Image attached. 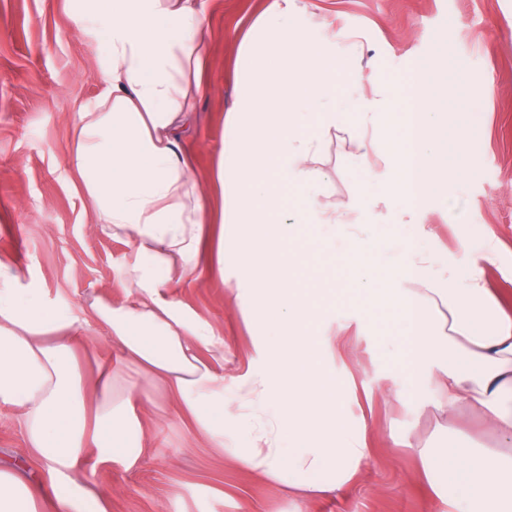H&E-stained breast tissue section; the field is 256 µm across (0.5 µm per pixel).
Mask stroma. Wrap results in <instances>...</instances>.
<instances>
[{"label":"stroma","mask_w":512,"mask_h":512,"mask_svg":"<svg viewBox=\"0 0 512 512\" xmlns=\"http://www.w3.org/2000/svg\"><path fill=\"white\" fill-rule=\"evenodd\" d=\"M270 3H206L208 91L177 139L195 179L214 198L224 114L236 99V71L243 66L239 47ZM291 28L313 43L325 32L335 34L342 95L358 89L386 95L406 85L417 62L441 58L435 79L449 110L447 195L421 204L420 220L434 232L430 249L455 263L463 240L477 245L493 236L497 259L483 285L512 295V0H299ZM102 51L94 34L79 30L68 0H0V258L82 319L89 297L125 301L120 278L133 258L126 241L94 232L95 214L68 163L74 118L102 87ZM355 135L348 124L323 140L328 206L344 204L366 178L388 177L381 159L368 170L356 163ZM217 235V225H206L200 265L177 293L223 336L225 372L243 374L260 359L249 323L230 300L234 282L219 274ZM403 332L350 293L344 273H337L336 296L314 334L336 340L323 364L342 386L350 429L364 420L376 427L367 436L372 459L365 473L341 492L296 506L287 488L192 440L191 420L172 407L162 418L142 411L146 446L137 464H95L89 486L108 497L110 512H440L417 476V451L448 445L433 411L441 395L389 356L388 343ZM397 389L406 403L392 399ZM12 464L50 485L46 465L27 451L20 414L0 406V465Z\"/></svg>","instance_id":"1"}]
</instances>
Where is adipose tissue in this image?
<instances>
[{"label":"adipose tissue","instance_id":"adipose-tissue-1","mask_svg":"<svg viewBox=\"0 0 512 512\" xmlns=\"http://www.w3.org/2000/svg\"><path fill=\"white\" fill-rule=\"evenodd\" d=\"M83 31L102 33L103 88L74 122L69 165L95 212L97 233L130 243L127 302L93 298L88 309L107 340L150 385L125 382L111 368L82 374L77 351L94 337L71 310L49 305L44 289L24 288L22 271L0 259V405L17 408L31 455L52 476L43 490L21 466H0V512H109L89 492L87 449L99 462L132 467L145 446L137 406L174 402L197 434L241 469L287 486L289 495L343 490L371 460L349 432L343 391L322 364L333 340H317L325 306L296 288L288 262L303 228L327 229L348 285L371 305L397 302L393 319L407 337L392 353L442 391L443 411L482 413L500 448H474L449 430L446 448H422L424 475L448 512H512V311L481 284L492 243L466 247L468 275L429 249L427 225L394 222L382 238L364 235L379 203L415 207L444 191L441 142L448 126L443 93L419 62L404 90L399 149L384 191L364 181L344 210H327L320 190L322 139L353 124L356 158L378 151L387 110L364 94L338 95L336 41L291 31L297 0H272L245 39L242 92L224 115L217 180L223 205L217 263L235 279L233 302L262 337L264 367L225 378L224 338L170 292L197 268L210 212L173 134L204 92L199 71L208 42L203 0H70ZM316 115L314 133L303 119ZM390 275L383 289L379 270ZM247 435L230 448L226 439Z\"/></svg>","mask_w":512,"mask_h":512}]
</instances>
